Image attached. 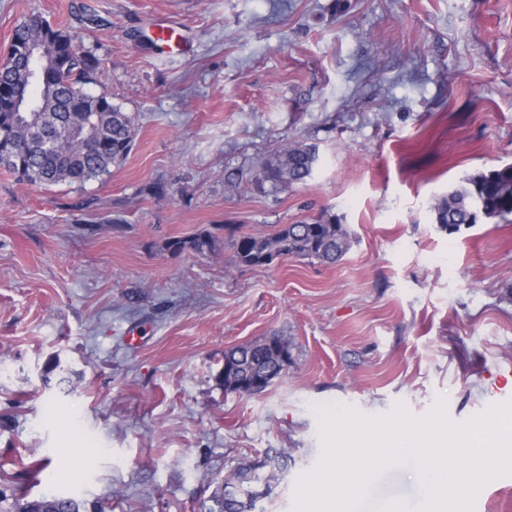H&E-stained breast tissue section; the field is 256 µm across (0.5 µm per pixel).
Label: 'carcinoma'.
I'll use <instances>...</instances> for the list:
<instances>
[{
	"mask_svg": "<svg viewBox=\"0 0 512 512\" xmlns=\"http://www.w3.org/2000/svg\"><path fill=\"white\" fill-rule=\"evenodd\" d=\"M43 67L47 73L43 87H31L33 69ZM103 69L99 59L78 48V38L64 28L33 16L14 29L5 57L0 59V168L29 185L51 186L60 183L82 185L110 173L129 155L135 139L132 115L112 103L106 91L91 93L86 86H103ZM18 89L31 90V102L21 108L16 104ZM85 108L84 136L56 140L53 133L63 117L65 104ZM318 160L316 147L286 145L271 155L259 173V183L274 190L306 181ZM435 223L453 234L461 226L471 227L483 220H508L512 217V165L478 173L437 200L433 207ZM216 247L215 237L202 231L190 238H175L168 249L180 253L190 249L204 254ZM350 247V233L336 222V215L325 213L314 223L285 224L272 233L243 234L233 241L229 263L237 266L269 265L280 257L316 259L334 264ZM288 345L282 336H266L225 352L245 355L242 370L232 378L217 374L215 380L224 391L235 393L238 383L254 370H275L277 361L265 352L267 341ZM270 479L278 481L288 470V455L276 449L265 454ZM47 466L36 465L25 470L24 485L19 487L17 512H79V504L70 498L52 494L29 497V487L46 478ZM262 478L240 485L238 492L252 498V505L266 498L260 493ZM203 512H228L224 508V483L216 486L203 506Z\"/></svg>",
	"mask_w": 512,
	"mask_h": 512,
	"instance_id": "carcinoma-1",
	"label": "carcinoma"
}]
</instances>
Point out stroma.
<instances>
[{
	"label": "stroma",
	"instance_id": "1",
	"mask_svg": "<svg viewBox=\"0 0 512 512\" xmlns=\"http://www.w3.org/2000/svg\"><path fill=\"white\" fill-rule=\"evenodd\" d=\"M33 16L100 59L136 137L81 186L0 168V512L43 461L33 495L80 512H202L270 448L288 469L257 512H295L315 405L421 418L441 400L461 424L512 401V223L451 234L432 211L512 164V0H0V57ZM160 20L188 54L155 43ZM287 143L316 146L311 177L260 187ZM325 210L352 237L335 264L229 265L237 236ZM203 230L215 251L166 247ZM273 335L284 373L224 392L225 351ZM382 496L422 490L390 467L364 512Z\"/></svg>",
	"mask_w": 512,
	"mask_h": 512
}]
</instances>
